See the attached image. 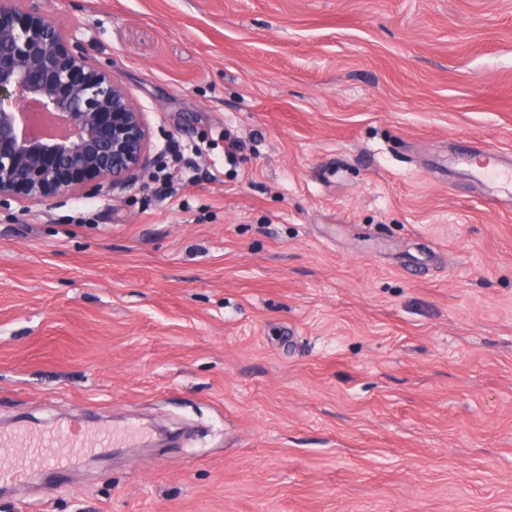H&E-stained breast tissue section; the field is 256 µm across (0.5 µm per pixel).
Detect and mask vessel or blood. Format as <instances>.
<instances>
[{"mask_svg":"<svg viewBox=\"0 0 512 512\" xmlns=\"http://www.w3.org/2000/svg\"><path fill=\"white\" fill-rule=\"evenodd\" d=\"M12 438L24 442L26 451L22 456L0 460L1 483L18 481L36 469L64 467L72 453L84 448L78 434L67 425L37 433L20 430Z\"/></svg>","mask_w":512,"mask_h":512,"instance_id":"obj_1","label":"vessel or blood"}]
</instances>
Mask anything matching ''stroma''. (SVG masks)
Masks as SVG:
<instances>
[{
  "label": "stroma",
  "mask_w": 512,
  "mask_h": 512,
  "mask_svg": "<svg viewBox=\"0 0 512 512\" xmlns=\"http://www.w3.org/2000/svg\"><path fill=\"white\" fill-rule=\"evenodd\" d=\"M41 6L210 173L0 207V512H512V0ZM4 441H21L26 445V452L19 457L1 458L0 482L11 483L27 476L36 469H59L65 467L73 452L88 451L84 443L69 425H60L57 429L30 433L19 430L13 434H2Z\"/></svg>",
  "instance_id": "stroma-1"
}]
</instances>
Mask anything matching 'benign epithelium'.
I'll use <instances>...</instances> for the list:
<instances>
[{
  "label": "benign epithelium",
  "instance_id": "obj_1",
  "mask_svg": "<svg viewBox=\"0 0 512 512\" xmlns=\"http://www.w3.org/2000/svg\"><path fill=\"white\" fill-rule=\"evenodd\" d=\"M150 161L128 89L40 0H0V205L125 190Z\"/></svg>",
  "mask_w": 512,
  "mask_h": 512
}]
</instances>
